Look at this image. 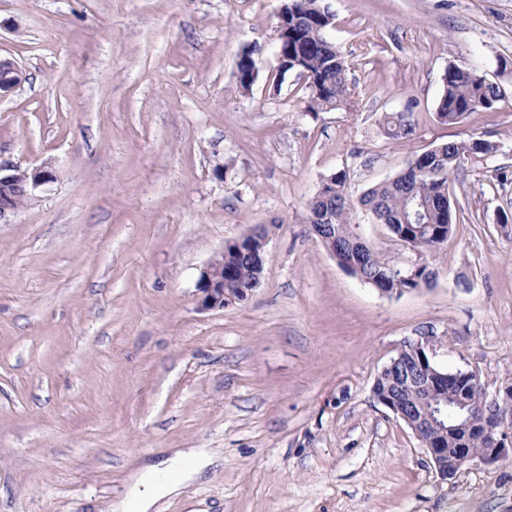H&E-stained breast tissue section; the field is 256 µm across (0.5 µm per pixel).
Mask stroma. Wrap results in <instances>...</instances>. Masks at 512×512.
I'll list each match as a JSON object with an SVG mask.
<instances>
[{"instance_id": "obj_1", "label": "stroma", "mask_w": 512, "mask_h": 512, "mask_svg": "<svg viewBox=\"0 0 512 512\" xmlns=\"http://www.w3.org/2000/svg\"><path fill=\"white\" fill-rule=\"evenodd\" d=\"M286 0H0V160L56 178L0 224V512H112L129 476L175 451L215 461L154 512H512V457L441 478L373 396L405 343L512 381V0H322L352 102L313 113L275 84ZM264 50L241 89L236 63ZM504 90L440 122L448 66ZM410 113V139L378 130ZM479 138L449 179L432 252L355 210L353 232L432 285L384 296L307 222L337 171L359 198L419 154ZM269 227L260 283L220 311L197 281L226 243ZM24 80L25 73L14 60L0 57V97L10 93Z\"/></svg>"}]
</instances>
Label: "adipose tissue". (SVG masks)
Listing matches in <instances>:
<instances>
[{
  "instance_id": "1",
  "label": "adipose tissue",
  "mask_w": 512,
  "mask_h": 512,
  "mask_svg": "<svg viewBox=\"0 0 512 512\" xmlns=\"http://www.w3.org/2000/svg\"><path fill=\"white\" fill-rule=\"evenodd\" d=\"M212 461V456L191 450L178 453L170 459L165 469L148 468L141 471L135 480V492L118 512H149L157 497L177 491L185 479L199 473L203 466Z\"/></svg>"
}]
</instances>
